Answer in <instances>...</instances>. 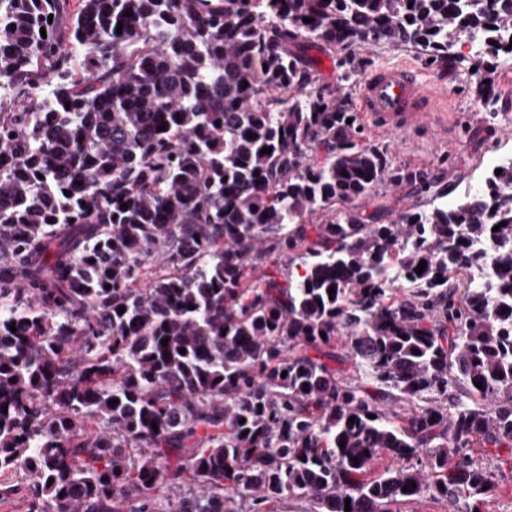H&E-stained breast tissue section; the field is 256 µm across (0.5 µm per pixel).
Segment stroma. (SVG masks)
Instances as JSON below:
<instances>
[{
  "label": "stroma",
  "instance_id": "stroma-1",
  "mask_svg": "<svg viewBox=\"0 0 512 512\" xmlns=\"http://www.w3.org/2000/svg\"><path fill=\"white\" fill-rule=\"evenodd\" d=\"M364 69L397 61L414 64L427 82L439 85L448 94L455 127L441 136L421 129L414 137H390L364 128L366 142L385 152L392 167L401 171L399 183L383 182L356 202L360 210H381L384 220H392L411 205L428 206V197L420 195L412 179L422 171L446 187L441 201L455 205L475 191L491 170L512 157V61L499 59L491 72L498 78L496 107L484 105L471 89V65L475 53L454 46L448 60L431 61L412 48L369 44L357 51Z\"/></svg>",
  "mask_w": 512,
  "mask_h": 512
}]
</instances>
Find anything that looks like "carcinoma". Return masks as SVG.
Listing matches in <instances>:
<instances>
[{
  "label": "carcinoma",
  "instance_id": "cac0c4a2",
  "mask_svg": "<svg viewBox=\"0 0 512 512\" xmlns=\"http://www.w3.org/2000/svg\"><path fill=\"white\" fill-rule=\"evenodd\" d=\"M463 39L512 53V0H0V501L481 512L512 163L454 208L336 210L400 172L308 54L349 82L364 44ZM454 506L446 499L423 498L407 502L401 506V512H454Z\"/></svg>",
  "mask_w": 512,
  "mask_h": 512
}]
</instances>
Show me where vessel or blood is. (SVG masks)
<instances>
[{"label":"vessel or blood","mask_w":512,"mask_h":512,"mask_svg":"<svg viewBox=\"0 0 512 512\" xmlns=\"http://www.w3.org/2000/svg\"><path fill=\"white\" fill-rule=\"evenodd\" d=\"M356 101L370 127L383 135L406 136L428 126L447 127L446 94L407 63L371 70L361 79Z\"/></svg>","instance_id":"obj_1"}]
</instances>
